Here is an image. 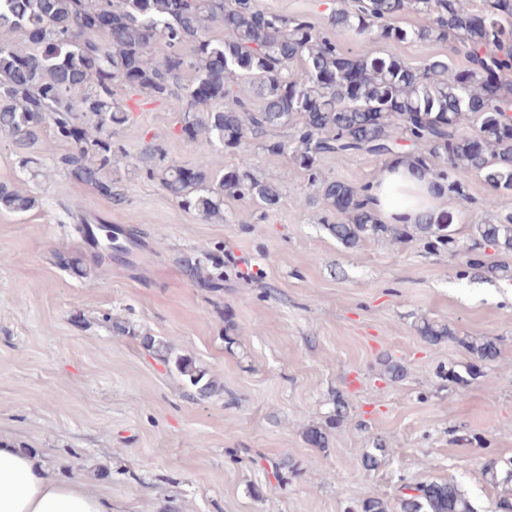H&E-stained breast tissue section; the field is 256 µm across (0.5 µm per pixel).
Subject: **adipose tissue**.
<instances>
[{
  "instance_id": "1",
  "label": "adipose tissue",
  "mask_w": 512,
  "mask_h": 512,
  "mask_svg": "<svg viewBox=\"0 0 512 512\" xmlns=\"http://www.w3.org/2000/svg\"><path fill=\"white\" fill-rule=\"evenodd\" d=\"M370 207L385 224H417L437 214L432 178L395 158L370 188ZM0 512H112L109 497L81 479H64L35 456L0 442Z\"/></svg>"
}]
</instances>
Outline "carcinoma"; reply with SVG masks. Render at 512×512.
<instances>
[{
	"label": "carcinoma",
	"instance_id": "1",
	"mask_svg": "<svg viewBox=\"0 0 512 512\" xmlns=\"http://www.w3.org/2000/svg\"><path fill=\"white\" fill-rule=\"evenodd\" d=\"M405 14L418 23L402 25ZM109 19L102 33L93 20ZM332 27L357 42L344 48L305 17L261 10L255 0H0V134L19 150V164L32 179L42 173L30 150L50 126L70 150L54 166L70 180L112 196V129L128 120L118 90L154 100L186 102L181 132L238 154V164L215 174L203 152L186 167L157 144L142 154L146 171L184 209L206 222H224V197H248L260 209L280 202L279 188L253 174L250 138L292 130L287 141L266 150L287 154L319 186L324 209L338 216L327 230L346 248L370 238L396 243L417 238L432 253L464 254L467 268L490 280L512 281V265L491 263L482 250L512 253V212L497 209L495 194L512 191V130L500 112L512 108V0H489L474 11L468 0H341ZM442 42L465 48L456 67L444 55L414 69L384 56L379 43ZM251 86L255 107L232 96L231 85ZM371 154L406 159L432 175L438 194L465 196L462 176L480 175L493 195L470 243L457 237L448 216L421 224H382L368 208L370 186L322 176L331 155ZM39 205L26 189L0 183V210L25 213ZM76 278L97 269L82 254L57 255ZM189 276L207 288L224 283V260L185 258ZM419 335L431 344L453 339L475 362L444 374L466 385L479 367L496 358L495 337L459 338L445 323L423 321ZM171 366L197 395L217 391L214 381L188 358L166 353ZM486 481L504 486L500 512H512V461L491 463ZM402 492L399 512H476L456 485L442 481Z\"/></svg>",
	"mask_w": 512,
	"mask_h": 512
}]
</instances>
